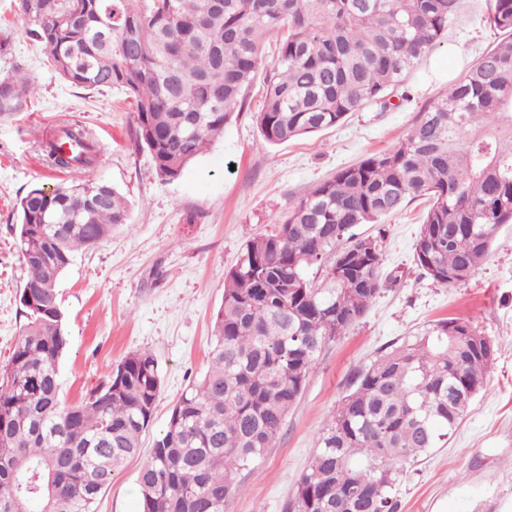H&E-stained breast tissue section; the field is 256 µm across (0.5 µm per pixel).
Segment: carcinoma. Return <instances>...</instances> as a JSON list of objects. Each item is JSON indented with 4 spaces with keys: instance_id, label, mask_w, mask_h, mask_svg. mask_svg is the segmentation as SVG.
Returning <instances> with one entry per match:
<instances>
[{
    "instance_id": "obj_1",
    "label": "carcinoma",
    "mask_w": 512,
    "mask_h": 512,
    "mask_svg": "<svg viewBox=\"0 0 512 512\" xmlns=\"http://www.w3.org/2000/svg\"><path fill=\"white\" fill-rule=\"evenodd\" d=\"M56 74L134 99V138L156 175L178 178L224 134L264 62L263 140L283 145L392 105L457 18L459 0H16ZM485 21L505 38L420 113L409 135L309 188L225 273L207 371L171 409L138 473L140 512H224L262 458L323 350L384 283V229L351 233L416 198L414 261L442 287L474 276L512 223V0ZM35 92L0 77V112ZM69 149H64V144ZM54 169L84 170L95 138L63 126L42 145ZM26 270L22 333L0 365V512H95L112 472L140 450L160 394L149 351L127 355L80 401L60 397L69 347L57 284L80 248L127 223L125 197L88 179L34 187L18 206ZM494 343L465 319L435 321L382 350L321 429L288 512H396L407 464L448 437L484 389Z\"/></svg>"
}]
</instances>
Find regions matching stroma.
I'll list each match as a JSON object with an SVG mask.
<instances>
[{
	"instance_id": "stroma-1",
	"label": "stroma",
	"mask_w": 512,
	"mask_h": 512,
	"mask_svg": "<svg viewBox=\"0 0 512 512\" xmlns=\"http://www.w3.org/2000/svg\"><path fill=\"white\" fill-rule=\"evenodd\" d=\"M488 0H462L448 34L406 80L408 97L372 103L324 131L272 146L254 115L264 104L255 80L247 104L223 137L171 182L160 180L148 151L136 149L133 110L117 91L70 85L53 71L47 50L26 35L13 0H0V75L22 64L35 88L27 107L0 113V364L21 334L19 293L26 272L16 248L17 206L32 187L52 189L74 173L47 166L43 140L77 124L98 141L90 176L129 201L128 222L99 244L77 251L58 283L69 349L59 365L62 399L72 404L105 381L129 353L151 352L161 391L142 454L112 477L97 512H139L137 476L155 434L188 384L207 369L212 317L224 274L245 243L270 232L274 220L308 188L404 140L420 112L502 38L484 22ZM448 60L447 80L431 75ZM423 206L411 202L384 219L382 268L396 276L367 312L322 352L303 396L264 457L242 471L241 491L226 512H286L317 449L321 428L351 389L354 375L381 350L433 321L460 317L496 346L485 389L446 447L408 466L397 512H512V224L500 225L490 252L468 281L446 288L413 260Z\"/></svg>"
}]
</instances>
